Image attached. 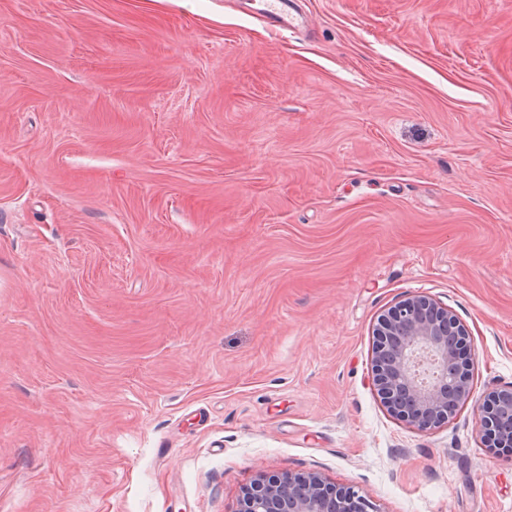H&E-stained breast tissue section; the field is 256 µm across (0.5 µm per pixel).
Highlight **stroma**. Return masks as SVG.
I'll use <instances>...</instances> for the list:
<instances>
[{
    "instance_id": "35a3bbf8",
    "label": "stroma",
    "mask_w": 512,
    "mask_h": 512,
    "mask_svg": "<svg viewBox=\"0 0 512 512\" xmlns=\"http://www.w3.org/2000/svg\"><path fill=\"white\" fill-rule=\"evenodd\" d=\"M0 0V512H236L320 473L512 512V0ZM429 296L471 398L391 416L372 329ZM255 1L245 0L241 4L245 11L256 10L266 17L268 22L278 28L285 30H299L305 27L306 17L296 9L294 0H259L254 7ZM510 415H512V387L492 392L477 408V429L492 442L494 447L491 449L494 451L499 452L504 447L512 451V439H502L498 434L500 424Z\"/></svg>"
}]
</instances>
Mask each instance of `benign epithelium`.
Masks as SVG:
<instances>
[{"mask_svg": "<svg viewBox=\"0 0 512 512\" xmlns=\"http://www.w3.org/2000/svg\"><path fill=\"white\" fill-rule=\"evenodd\" d=\"M372 385L386 410L420 430L437 428L451 407L471 395L472 364L467 330L445 306L409 295L381 314L373 328ZM512 415V387L492 392L477 408L476 426L500 451L499 437ZM237 512H378L353 486L337 487L315 472L260 478L247 488Z\"/></svg>", "mask_w": 512, "mask_h": 512, "instance_id": "obj_1", "label": "benign epithelium"}]
</instances>
